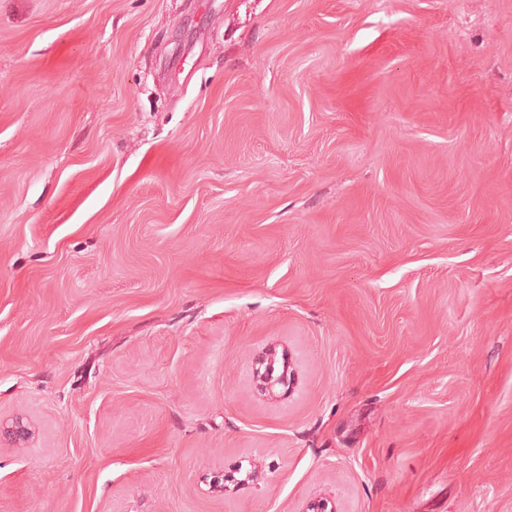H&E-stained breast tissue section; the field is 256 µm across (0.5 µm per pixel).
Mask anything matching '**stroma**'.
<instances>
[{
	"label": "stroma",
	"mask_w": 512,
	"mask_h": 512,
	"mask_svg": "<svg viewBox=\"0 0 512 512\" xmlns=\"http://www.w3.org/2000/svg\"><path fill=\"white\" fill-rule=\"evenodd\" d=\"M17 416L0 512H512V0H0ZM277 365L275 350H269L257 363L254 370V378L261 391L272 396L277 386L290 388L292 383V372L285 361L282 362L281 371L276 372ZM34 434L29 422H24L23 418L16 417L10 422L2 423L0 421V439L2 437L10 439L17 444L28 442Z\"/></svg>",
	"instance_id": "35a3bbf8"
}]
</instances>
